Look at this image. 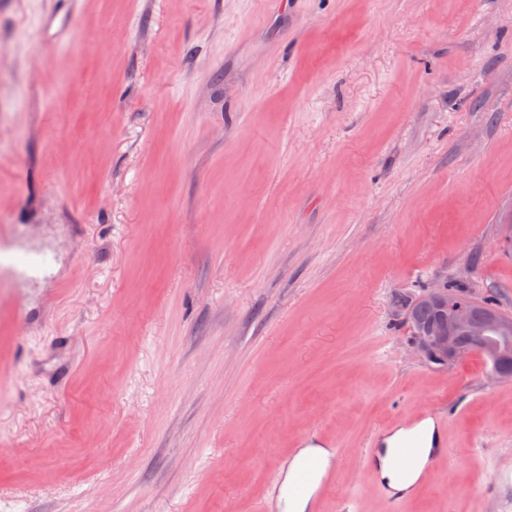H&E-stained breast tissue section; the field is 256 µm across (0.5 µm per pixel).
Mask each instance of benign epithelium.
Wrapping results in <instances>:
<instances>
[{"mask_svg":"<svg viewBox=\"0 0 512 512\" xmlns=\"http://www.w3.org/2000/svg\"><path fill=\"white\" fill-rule=\"evenodd\" d=\"M415 305L438 310L439 326L431 331L413 330L409 351L422 360L446 367L477 349L485 352L492 374L499 376L512 363V317L499 311L475 317V302H459L442 285L413 298Z\"/></svg>","mask_w":512,"mask_h":512,"instance_id":"7a95c632","label":"benign epithelium"}]
</instances>
